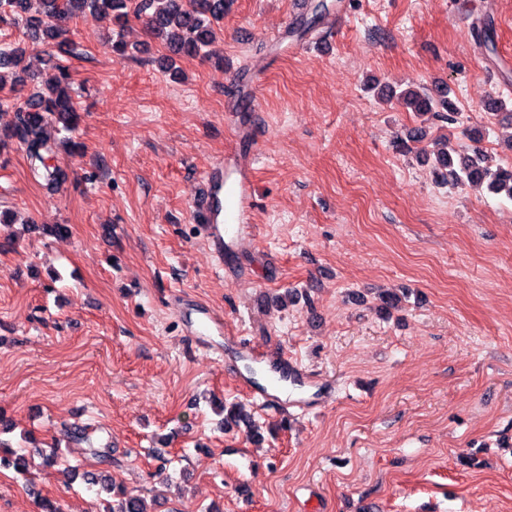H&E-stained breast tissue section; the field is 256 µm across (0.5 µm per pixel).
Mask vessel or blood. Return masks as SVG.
I'll list each match as a JSON object with an SVG mask.
<instances>
[{"mask_svg": "<svg viewBox=\"0 0 512 512\" xmlns=\"http://www.w3.org/2000/svg\"><path fill=\"white\" fill-rule=\"evenodd\" d=\"M255 202L256 190L246 175L232 174L223 162L213 165L195 210L198 221L207 228L208 245L216 260H223L225 252L251 240L249 220ZM233 349L236 359L262 364L268 373L266 383L255 386L242 382V390L249 392L253 400L276 404L285 387L300 388L310 381L309 373L287 355L262 352L242 342L234 343Z\"/></svg>", "mask_w": 512, "mask_h": 512, "instance_id": "1", "label": "vessel or blood"}]
</instances>
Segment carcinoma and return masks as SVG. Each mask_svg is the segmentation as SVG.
I'll list each match as a JSON object with an SVG mask.
<instances>
[{
    "mask_svg": "<svg viewBox=\"0 0 512 512\" xmlns=\"http://www.w3.org/2000/svg\"><path fill=\"white\" fill-rule=\"evenodd\" d=\"M227 0H0V23L10 21L24 27L33 38L57 40L69 33V23L80 14L90 11L118 27L112 36V55L121 61L134 56L144 47L140 42L130 43L125 38L129 20L141 22L146 34L160 41L166 48L168 69H176V60L186 56L211 57L210 47L215 42L220 22L224 19ZM24 49L18 43L0 45V86L4 72L14 74L11 91L18 92L37 80L35 73L24 65ZM57 74L34 91L13 112V119L0 125V149L17 144L30 161L34 177L48 185L67 180L64 169L50 163L55 153V139L48 128L59 120L62 130L73 133L78 125L77 108L70 94L69 68L56 63ZM396 100L414 112H432L453 125L455 112L443 95H434L427 89L407 88ZM453 147L450 138H443L433 150L434 162L449 169L448 185L486 186L493 194H503L512 200V166L491 169L484 164V154L476 152L459 167H451ZM70 439L84 442L89 453L103 463L108 461L106 451L94 446L85 429L75 427ZM72 479L100 487L112 495L103 512H154L144 497L125 488L107 470L94 475L70 470Z\"/></svg>",
    "mask_w": 512,
    "mask_h": 512,
    "instance_id": "obj_1",
    "label": "carcinoma"
}]
</instances>
